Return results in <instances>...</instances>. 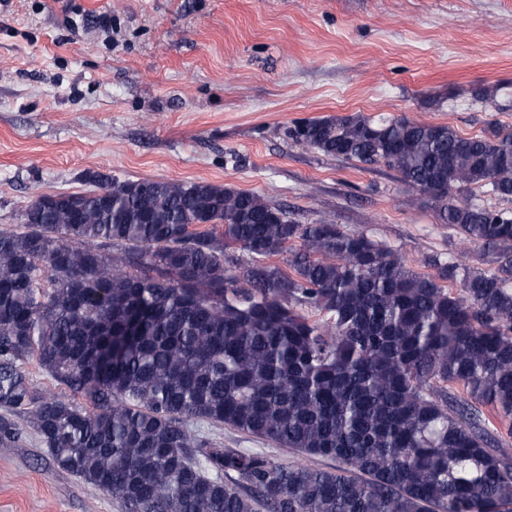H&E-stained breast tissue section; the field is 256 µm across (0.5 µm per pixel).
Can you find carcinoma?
I'll list each match as a JSON object with an SVG mask.
<instances>
[{"mask_svg": "<svg viewBox=\"0 0 512 512\" xmlns=\"http://www.w3.org/2000/svg\"><path fill=\"white\" fill-rule=\"evenodd\" d=\"M288 135L385 164L495 271L418 273L226 185L40 195L0 230V444L27 424L120 512H512V448L489 428L512 422V210L464 199L512 201V130L356 113ZM234 250L289 271L240 276ZM31 356L83 403L35 389ZM215 427L309 462L222 448Z\"/></svg>", "mask_w": 512, "mask_h": 512, "instance_id": "cac0c4a2", "label": "carcinoma"}]
</instances>
